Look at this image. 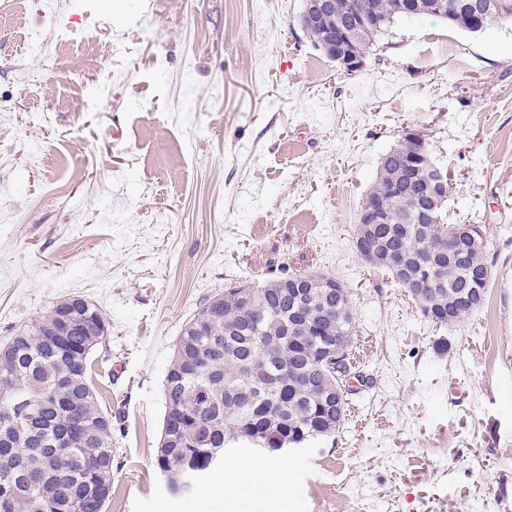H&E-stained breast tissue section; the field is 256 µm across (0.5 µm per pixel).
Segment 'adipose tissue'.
<instances>
[{
	"mask_svg": "<svg viewBox=\"0 0 512 512\" xmlns=\"http://www.w3.org/2000/svg\"><path fill=\"white\" fill-rule=\"evenodd\" d=\"M291 466L278 459L224 464V504L228 512H256L266 500L287 507Z\"/></svg>",
	"mask_w": 512,
	"mask_h": 512,
	"instance_id": "1",
	"label": "adipose tissue"
}]
</instances>
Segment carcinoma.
Instances as JSON below:
<instances>
[{
  "label": "carcinoma",
  "mask_w": 512,
  "mask_h": 512,
  "mask_svg": "<svg viewBox=\"0 0 512 512\" xmlns=\"http://www.w3.org/2000/svg\"><path fill=\"white\" fill-rule=\"evenodd\" d=\"M483 16L489 26L512 23V0ZM380 25L354 44L364 57L376 37L397 19L407 17L403 0H372ZM422 16H436L459 27L438 0H424ZM401 147L382 158L368 198L384 205L388 219L374 225L373 243L383 251L408 249L416 272L434 262L433 287L444 311L457 323L478 307L468 299L472 272L484 269L483 245L464 251L466 262L448 256L458 228L448 223V195L430 203L431 217L419 223L422 201L414 183L402 180ZM305 274H282L286 284L272 281L251 289L259 315L246 310L241 285H230L207 300L190 318L176 348L182 362L170 363L164 383L163 430L170 436L157 448L155 465L173 477L196 478L208 471L209 448H223L254 430L267 445L292 436L306 442L340 429L346 403L329 396L336 387V367L321 358L324 347L349 342V304L324 294L325 277L298 295ZM72 304L82 306L98 327L83 329L59 345L56 315ZM107 322L92 302L69 297L55 303L31 326L12 337L7 366L16 384L0 390V436L14 447L0 446V512H107L112 500V409L104 407L93 382L91 355L99 342L87 336L107 335ZM24 448L41 453L22 465L14 463Z\"/></svg>",
  "instance_id": "carcinoma-1"
}]
</instances>
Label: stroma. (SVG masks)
Listing matches in <instances>:
<instances>
[{
	"label": "stroma",
	"instance_id": "1",
	"mask_svg": "<svg viewBox=\"0 0 512 512\" xmlns=\"http://www.w3.org/2000/svg\"><path fill=\"white\" fill-rule=\"evenodd\" d=\"M302 0H0V345L59 300L111 325L109 512H187L155 468L184 324L234 284L335 277L353 385L335 436L285 457L288 512H512V24L400 19L343 71ZM447 165L448 221L490 279L428 321L355 248L406 132Z\"/></svg>",
	"mask_w": 512,
	"mask_h": 512
}]
</instances>
